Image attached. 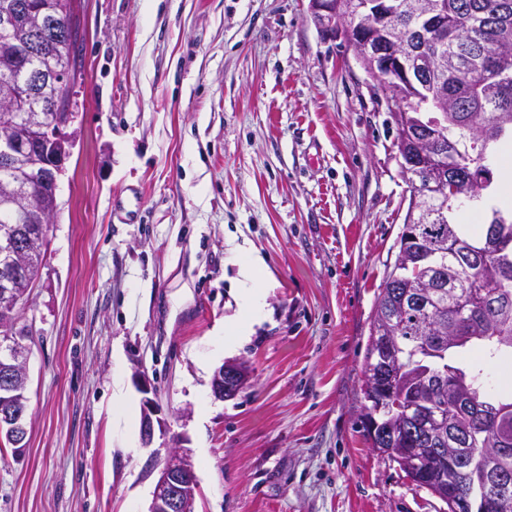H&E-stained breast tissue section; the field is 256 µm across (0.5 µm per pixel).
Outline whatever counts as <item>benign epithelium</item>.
<instances>
[{"instance_id": "7a95c632", "label": "benign epithelium", "mask_w": 512, "mask_h": 512, "mask_svg": "<svg viewBox=\"0 0 512 512\" xmlns=\"http://www.w3.org/2000/svg\"><path fill=\"white\" fill-rule=\"evenodd\" d=\"M309 14L319 31L329 39H342L354 47L356 59L366 74L378 85L391 104L393 111L402 113L404 121L414 126L419 136L416 141L421 165L435 168L440 173L439 195L459 197L458 179L469 173L472 165L469 154L452 146L440 147L439 132L442 124L437 118L421 121L422 113L411 105L408 93L424 84L425 76L433 70V55L430 46L448 28L446 8L441 0H415L406 5L400 0H359L354 12H346L340 0H309ZM411 15L416 30L422 36V44L410 48L396 36L406 15ZM53 37L68 38L64 27L49 28L38 19L32 26L34 44ZM59 100H54V113L48 124L54 128L50 141L40 135H33L27 141H20L11 148L0 149V164L9 166L21 155L30 153L31 144L38 145L43 153V165L58 178L65 171V163L71 154L70 135L67 128L74 121V112L63 115L56 113ZM46 238L33 231H22L0 240V311L7 314L14 311L25 300L27 293L18 291L13 272L24 267L28 255L42 250ZM28 357L19 337L6 330L0 334V368L8 371L6 382L0 384V403L10 406V414L0 419V434L12 440L15 450L25 447L27 432L26 409L22 405V389L27 379ZM249 372L245 365L226 364L214 375L213 393L220 399L232 398L247 384ZM406 405L404 396L390 392L374 399V408L368 419L372 430L384 429L386 441L395 443L403 427L386 423V418ZM196 478L192 464L183 456L173 453L159 470L149 512H194ZM464 512H488L492 507L486 494L471 495L462 504Z\"/></svg>"}]
</instances>
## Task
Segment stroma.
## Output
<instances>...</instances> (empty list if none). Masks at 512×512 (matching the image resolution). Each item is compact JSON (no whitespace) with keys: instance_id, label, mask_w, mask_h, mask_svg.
Wrapping results in <instances>:
<instances>
[{"instance_id":"35a3bbf8","label":"stroma","mask_w":512,"mask_h":512,"mask_svg":"<svg viewBox=\"0 0 512 512\" xmlns=\"http://www.w3.org/2000/svg\"><path fill=\"white\" fill-rule=\"evenodd\" d=\"M308 6L80 0L74 142L18 318L28 434L18 455L0 437V512H149L175 452L195 512H447L358 419L410 192L377 82ZM240 242L268 265L266 306L226 349ZM231 362L251 382L222 400ZM249 372L245 365L226 364L214 375L212 387L217 398H232L247 384Z\"/></svg>"}]
</instances>
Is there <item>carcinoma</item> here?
<instances>
[{"label": "carcinoma", "mask_w": 512, "mask_h": 512, "mask_svg": "<svg viewBox=\"0 0 512 512\" xmlns=\"http://www.w3.org/2000/svg\"><path fill=\"white\" fill-rule=\"evenodd\" d=\"M28 12L0 26V108L12 101V92L30 69L45 77L35 95L16 100L11 112L0 111V136L19 138L40 119L52 91L54 75L67 65L77 66V47L65 41L49 43L36 53L27 50L32 20L45 17L80 28L76 0H26ZM448 24L464 22L478 26L474 40L460 37L449 41L439 57H450L454 65L434 72L441 88L455 101L447 112L444 138L460 150L475 152L472 131L483 134L486 157L496 149L506 152L512 145V79L504 84L499 74L512 76V61L504 62L497 51L512 48V0H444ZM480 178L469 184L467 198L474 199L493 181V170L483 164ZM35 161L27 160L13 170L0 168V227L13 223L4 201L33 190L29 175ZM55 208L46 193L27 220L43 225ZM457 204L426 194L420 201L415 237L399 238V252L410 259V267L389 273L376 300L365 356L364 399L384 369L378 348L380 330L389 331L397 343L400 360L408 364L430 351L444 355L431 359V373L423 379L406 372L401 388L411 394L414 409L397 417L407 430L399 447L413 448L434 457L436 449L448 447V439L462 438L457 470L450 478L455 496L470 495L468 471L472 451H492L504 443L512 449V210L499 209L480 234L467 236L451 222ZM451 366L462 374L456 385L444 376ZM417 485L438 484V467L423 472L406 471Z\"/></svg>", "instance_id": "carcinoma-1"}]
</instances>
